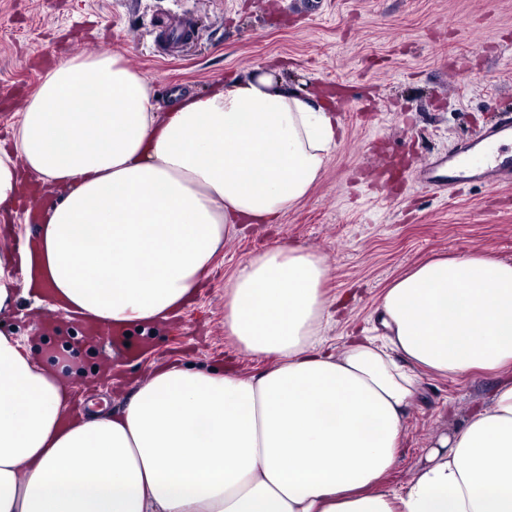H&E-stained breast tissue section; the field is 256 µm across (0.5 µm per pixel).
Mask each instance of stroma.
I'll return each mask as SVG.
<instances>
[{"label": "stroma", "instance_id": "stroma-1", "mask_svg": "<svg viewBox=\"0 0 512 512\" xmlns=\"http://www.w3.org/2000/svg\"><path fill=\"white\" fill-rule=\"evenodd\" d=\"M87 44L122 55L163 104L174 91L201 93L258 68L310 95L336 79L347 85L336 107L343 135L307 196L279 223L227 237L183 313L157 331L132 330L138 355L90 345L79 319L19 298L15 334L45 362L71 350L66 378L93 409L120 408L151 369L168 364L242 376L263 369L224 332V284L275 243L323 259L328 295L345 299L327 331L339 349L415 265L463 253L512 262V186L472 179L433 194L411 179L392 195L364 153L377 142L398 169L413 171L512 110V0H0V141L44 74ZM494 384L426 377L388 484H407Z\"/></svg>", "mask_w": 512, "mask_h": 512}]
</instances>
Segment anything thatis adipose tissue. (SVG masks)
Here are the masks:
<instances>
[{"label":"adipose tissue","instance_id":"obj_1","mask_svg":"<svg viewBox=\"0 0 512 512\" xmlns=\"http://www.w3.org/2000/svg\"><path fill=\"white\" fill-rule=\"evenodd\" d=\"M333 109L261 72L160 108L120 55L44 76L0 146V222L30 180L60 197L34 248L0 254V512H512V263L415 266L381 297L383 339L322 331L341 298L323 260L278 245L224 285L249 376L169 364L124 406L73 416V387L6 326L50 289L66 317L160 325L241 224H275L335 150ZM493 373L488 403L388 486L422 374Z\"/></svg>","mask_w":512,"mask_h":512}]
</instances>
